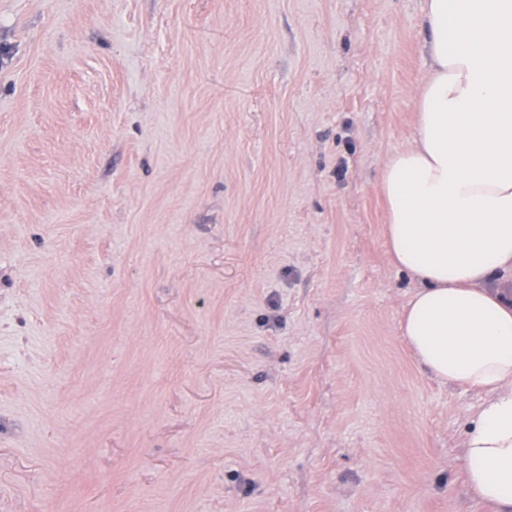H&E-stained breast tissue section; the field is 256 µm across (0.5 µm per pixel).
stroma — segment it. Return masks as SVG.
<instances>
[{
  "label": "stroma",
  "mask_w": 512,
  "mask_h": 512,
  "mask_svg": "<svg viewBox=\"0 0 512 512\" xmlns=\"http://www.w3.org/2000/svg\"><path fill=\"white\" fill-rule=\"evenodd\" d=\"M425 0H0V512H493L380 190Z\"/></svg>",
  "instance_id": "obj_1"
}]
</instances>
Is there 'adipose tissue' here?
<instances>
[{"label": "adipose tissue", "mask_w": 512, "mask_h": 512, "mask_svg": "<svg viewBox=\"0 0 512 512\" xmlns=\"http://www.w3.org/2000/svg\"><path fill=\"white\" fill-rule=\"evenodd\" d=\"M417 137L381 191L417 288L402 333L435 378L484 393L464 448L473 495L512 512V0H426Z\"/></svg>", "instance_id": "adipose-tissue-1"}]
</instances>
